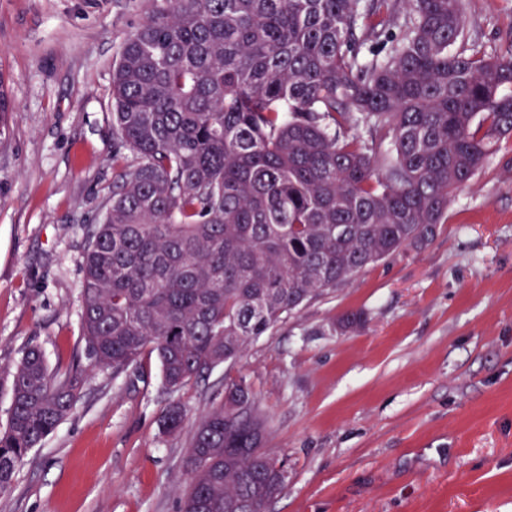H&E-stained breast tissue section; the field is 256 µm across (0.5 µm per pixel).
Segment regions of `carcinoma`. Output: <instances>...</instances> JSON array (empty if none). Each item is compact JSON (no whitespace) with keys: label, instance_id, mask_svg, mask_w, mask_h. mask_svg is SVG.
<instances>
[{"label":"carcinoma","instance_id":"carcinoma-1","mask_svg":"<svg viewBox=\"0 0 512 512\" xmlns=\"http://www.w3.org/2000/svg\"><path fill=\"white\" fill-rule=\"evenodd\" d=\"M111 102L120 146L82 254L85 349L114 378L154 353L179 390L434 238L512 134V51L471 38L462 0H160L123 42ZM81 380L51 376L38 348L15 364L1 493ZM226 391L200 415L180 512H268L281 492L249 386ZM185 417L173 403L163 426Z\"/></svg>","mask_w":512,"mask_h":512}]
</instances>
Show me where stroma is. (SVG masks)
Segmentation results:
<instances>
[{"mask_svg":"<svg viewBox=\"0 0 512 512\" xmlns=\"http://www.w3.org/2000/svg\"><path fill=\"white\" fill-rule=\"evenodd\" d=\"M147 0H0V426L8 373L39 347L81 398L0 493V512H177L203 411L245 380L288 467L271 512H512V135L423 249L330 290L177 391L156 355L120 377L81 336V258L112 192V63ZM512 50V0H463ZM364 311L361 331L331 323ZM188 413L178 433L166 408Z\"/></svg>","mask_w":512,"mask_h":512,"instance_id":"35a3bbf8","label":"stroma"}]
</instances>
